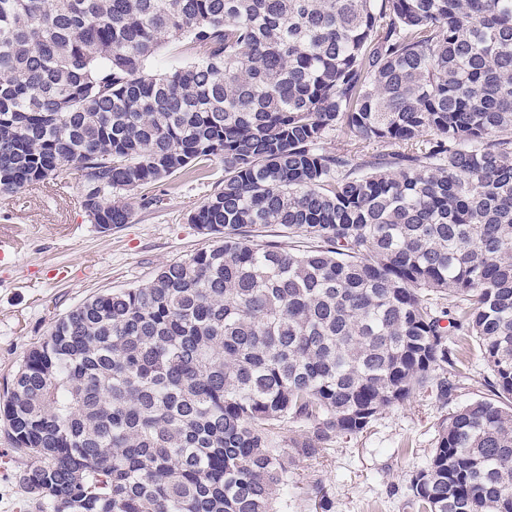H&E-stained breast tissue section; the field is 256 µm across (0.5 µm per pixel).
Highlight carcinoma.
Masks as SVG:
<instances>
[{
    "mask_svg": "<svg viewBox=\"0 0 512 512\" xmlns=\"http://www.w3.org/2000/svg\"><path fill=\"white\" fill-rule=\"evenodd\" d=\"M172 43L193 61L149 72ZM215 159L216 244L70 310L7 386L27 509L288 512L292 463L453 399L455 331L492 396L412 505L512 512V0H0V193L73 166L117 228Z\"/></svg>",
    "mask_w": 512,
    "mask_h": 512,
    "instance_id": "carcinoma-1",
    "label": "carcinoma"
}]
</instances>
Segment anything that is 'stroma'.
<instances>
[{"label":"stroma","instance_id":"stroma-1","mask_svg":"<svg viewBox=\"0 0 512 512\" xmlns=\"http://www.w3.org/2000/svg\"><path fill=\"white\" fill-rule=\"evenodd\" d=\"M221 163L205 180L188 176L166 188L158 209L135 210L129 224L101 232L82 206V174L66 166L51 186L34 184L0 195V235L19 243L15 266H0V396L25 354L54 322L92 295L132 288L161 268L212 246L188 218L218 188ZM469 374L453 401L426 390L386 410L363 432L336 438L316 462L292 467L296 488L288 512H413L407 479L423 468L438 431L463 403L488 396L477 345L464 351ZM0 429V512H23L24 494L12 477L22 460L3 455ZM322 484L325 499L314 486Z\"/></svg>","mask_w":512,"mask_h":512}]
</instances>
